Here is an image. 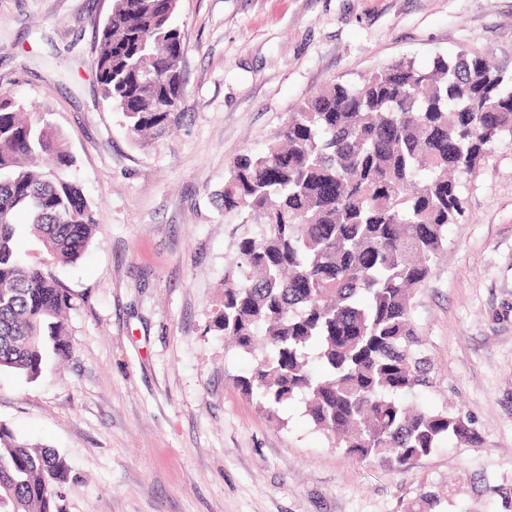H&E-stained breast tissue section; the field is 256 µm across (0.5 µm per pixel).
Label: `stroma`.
I'll use <instances>...</instances> for the list:
<instances>
[{"label": "stroma", "mask_w": 512, "mask_h": 512, "mask_svg": "<svg viewBox=\"0 0 512 512\" xmlns=\"http://www.w3.org/2000/svg\"><path fill=\"white\" fill-rule=\"evenodd\" d=\"M112 0H0V91L61 128L100 222L51 273L72 295L69 356L0 371V423L71 465L64 512H504L512 496V147L463 180L448 250L416 296L434 384L416 405L470 414L480 448L405 471L348 458L302 402L268 418L237 380L253 356L213 320L247 215L214 202L234 157L302 101L404 57L512 65V0H179L184 118L133 140L98 96ZM488 480L497 494L483 493Z\"/></svg>", "instance_id": "obj_1"}]
</instances>
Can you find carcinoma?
<instances>
[{
    "mask_svg": "<svg viewBox=\"0 0 512 512\" xmlns=\"http://www.w3.org/2000/svg\"><path fill=\"white\" fill-rule=\"evenodd\" d=\"M173 0H113L92 68L101 100L138 139L181 123L183 36ZM512 145V68L486 55L388 64L300 103L264 149L231 163L220 207L254 218L224 278L215 330L255 357L238 380L268 416L301 399L355 459L399 470L451 442L484 445L458 408L404 399L431 387L415 297L462 215V180ZM48 112L0 92V370L33 380L70 353L71 294L51 261H78L100 227ZM40 245L27 258L17 217ZM315 352L320 370L310 366ZM69 465L0 423V512H62Z\"/></svg>",
    "mask_w": 512,
    "mask_h": 512,
    "instance_id": "carcinoma-1",
    "label": "carcinoma"
}]
</instances>
